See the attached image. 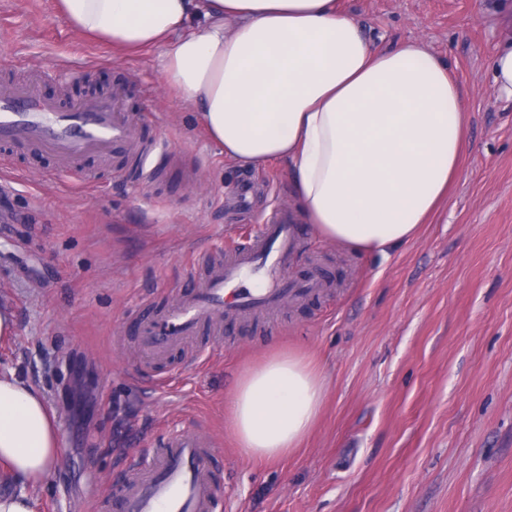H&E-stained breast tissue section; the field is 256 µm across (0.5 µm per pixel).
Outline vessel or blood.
<instances>
[{
    "mask_svg": "<svg viewBox=\"0 0 512 512\" xmlns=\"http://www.w3.org/2000/svg\"><path fill=\"white\" fill-rule=\"evenodd\" d=\"M41 81L37 75L0 83V148L47 159L56 174L75 171L90 156L106 163L113 151H142L137 128L119 110L124 87H114L110 97L91 106H63L40 96ZM295 224L293 212L275 210L257 235L214 257L194 275V288L177 293L168 309L143 321L141 344L161 355L194 336L201 324L218 327L228 317L259 316L283 298L319 292L322 281L289 275L299 248ZM213 458V448L197 433L171 435L149 461L130 465L108 498L119 512H215L219 487Z\"/></svg>",
    "mask_w": 512,
    "mask_h": 512,
    "instance_id": "b4317fda",
    "label": "vessel or blood"
}]
</instances>
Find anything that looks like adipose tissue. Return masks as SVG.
Wrapping results in <instances>:
<instances>
[{
  "mask_svg": "<svg viewBox=\"0 0 512 512\" xmlns=\"http://www.w3.org/2000/svg\"><path fill=\"white\" fill-rule=\"evenodd\" d=\"M80 34L162 48L164 75L227 161L288 164L319 236L389 257L448 200L469 112L448 65L418 44L377 50L339 0H58ZM320 363L264 358L239 380L227 425L249 459L288 457L326 397ZM61 454L43 393L0 376V463L39 485Z\"/></svg>",
  "mask_w": 512,
  "mask_h": 512,
  "instance_id": "1",
  "label": "adipose tissue"
}]
</instances>
